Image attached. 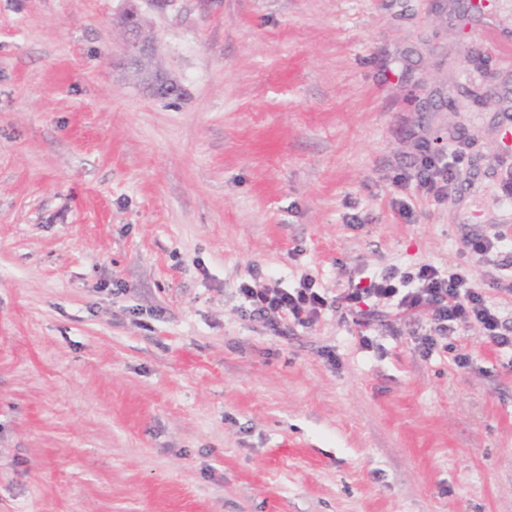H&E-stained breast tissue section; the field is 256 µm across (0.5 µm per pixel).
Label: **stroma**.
Wrapping results in <instances>:
<instances>
[{"label": "stroma", "instance_id": "1", "mask_svg": "<svg viewBox=\"0 0 512 512\" xmlns=\"http://www.w3.org/2000/svg\"><path fill=\"white\" fill-rule=\"evenodd\" d=\"M510 122L512 0H0V512H512L479 327L283 339L239 294L458 266L512 322L470 247L512 210ZM451 148L439 199L415 176ZM122 24L128 35V47L132 56L138 55L142 62L151 58L155 51V41L144 34L137 10L128 9ZM148 87L153 94L163 98H175L181 95V86L160 71L147 73L145 76Z\"/></svg>", "mask_w": 512, "mask_h": 512}]
</instances>
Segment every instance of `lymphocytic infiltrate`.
<instances>
[{"label": "lymphocytic infiltrate", "instance_id": "1", "mask_svg": "<svg viewBox=\"0 0 512 512\" xmlns=\"http://www.w3.org/2000/svg\"><path fill=\"white\" fill-rule=\"evenodd\" d=\"M460 160L455 149L445 157L426 160L418 174L420 184L433 195H444L449 181L457 174ZM239 293L250 317L262 320L272 335L279 337L287 336L293 327L312 325L331 309L343 308L357 314L359 325L368 328L373 324L374 306L384 304L399 314L427 308L432 317L430 332L421 339L424 352H432L438 339L475 324L486 343L512 360V327L464 268L445 270L430 264L414 272L391 268L369 274L366 284L354 285L333 297L327 296L309 274L291 288L282 287L274 277H256L242 284Z\"/></svg>", "mask_w": 512, "mask_h": 512}]
</instances>
